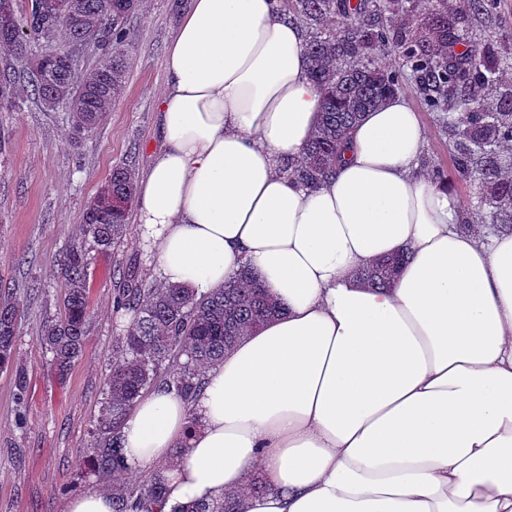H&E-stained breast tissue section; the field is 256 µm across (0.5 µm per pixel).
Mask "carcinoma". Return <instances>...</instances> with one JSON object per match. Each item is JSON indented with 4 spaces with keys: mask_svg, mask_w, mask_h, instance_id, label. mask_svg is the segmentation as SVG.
I'll use <instances>...</instances> for the list:
<instances>
[{
    "mask_svg": "<svg viewBox=\"0 0 512 512\" xmlns=\"http://www.w3.org/2000/svg\"><path fill=\"white\" fill-rule=\"evenodd\" d=\"M76 17L65 20L46 0H0V58L23 61L25 77L0 70V110L21 109L35 96L47 108H68L73 139L99 126L125 89L126 21L110 15L108 0H75ZM297 17L316 26L307 41L306 70L322 95L315 133L300 158L282 169L300 186L317 189L333 177L351 130L414 81L427 111L453 139L452 170L435 166L438 184L452 178L478 185L476 220L460 227L479 234L512 231V92L502 76L512 54L495 60L480 32L459 43L448 0H289ZM69 47L99 42L102 60L79 69L65 52L36 54L35 41ZM136 196L135 172L112 169L87 205L80 236L61 261L64 309L45 325L41 342L64 377L82 355L91 284L90 252L110 255L127 242ZM406 253L379 258L358 269L356 280L384 290L393 286ZM129 318L115 337L120 358L112 363L101 392L88 464L112 486V512H161L164 478L144 483L127 478L121 426L137 400L165 385L188 402L201 391L204 370L224 359L241 338L282 313V307L242 268L224 287L195 295L124 271L114 296ZM19 310L0 301V370L13 363Z\"/></svg>",
    "mask_w": 512,
    "mask_h": 512,
    "instance_id": "1",
    "label": "carcinoma"
}]
</instances>
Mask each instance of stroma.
Returning a JSON list of instances; mask_svg holds the SVG:
<instances>
[{
    "label": "stroma",
    "instance_id": "1",
    "mask_svg": "<svg viewBox=\"0 0 512 512\" xmlns=\"http://www.w3.org/2000/svg\"><path fill=\"white\" fill-rule=\"evenodd\" d=\"M190 0H147L128 21L130 47L122 97L108 119L69 141L64 108L49 110L29 100L19 112H0V297L20 302L15 370L0 371V512H65L68 500L101 489L79 464L89 458L90 432L112 365V343L126 320L113 307L114 265L158 280L152 253L137 234L118 256L92 254V286L83 355L66 379H57L39 342L44 324L63 311L58 260L82 214L115 166L126 164L144 178L160 145L157 98L166 87L164 57ZM494 50L512 46V0H494L480 16ZM405 97L427 131L422 169L450 165L452 145L437 129L414 87ZM27 377L17 401L16 371ZM25 407L28 424L16 423Z\"/></svg>",
    "mask_w": 512,
    "mask_h": 512
}]
</instances>
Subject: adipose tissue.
Segmentation results:
<instances>
[{"label":"adipose tissue","instance_id":"ef3b65f1","mask_svg":"<svg viewBox=\"0 0 512 512\" xmlns=\"http://www.w3.org/2000/svg\"><path fill=\"white\" fill-rule=\"evenodd\" d=\"M305 48L280 0H192L167 48L138 235L167 283L205 294L246 265L285 312L193 403L141 397L128 464L162 473L163 512L231 492L235 512H512V232L460 229L400 95L323 186L288 179L321 110ZM401 251L392 288L353 280ZM253 469L267 493L244 494Z\"/></svg>","mask_w":512,"mask_h":512}]
</instances>
